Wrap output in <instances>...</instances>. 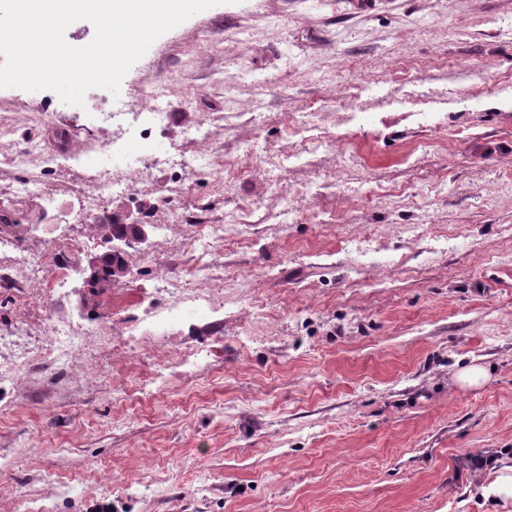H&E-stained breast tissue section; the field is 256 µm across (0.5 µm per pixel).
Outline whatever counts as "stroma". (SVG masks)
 Masks as SVG:
<instances>
[{"label": "stroma", "mask_w": 512, "mask_h": 512, "mask_svg": "<svg viewBox=\"0 0 512 512\" xmlns=\"http://www.w3.org/2000/svg\"><path fill=\"white\" fill-rule=\"evenodd\" d=\"M123 84L160 94L155 140L223 156V186L206 169L187 182L236 226L211 246L224 279L194 273L162 167L90 223L32 229L36 197L0 223L13 256L84 269L99 251L72 250V233L151 217L150 247L126 250L107 291L123 310L79 288L0 292V512H512L479 492L494 467L470 463L512 461V0H225ZM0 108L15 128L0 155L66 156L46 210H74L76 162L111 127L51 90L2 88ZM215 113L207 141L187 138ZM165 276L218 311L135 351L126 331ZM47 315L82 330L66 362L44 355ZM176 353L196 365L160 376ZM471 366L486 378L461 384Z\"/></svg>", "instance_id": "1"}]
</instances>
